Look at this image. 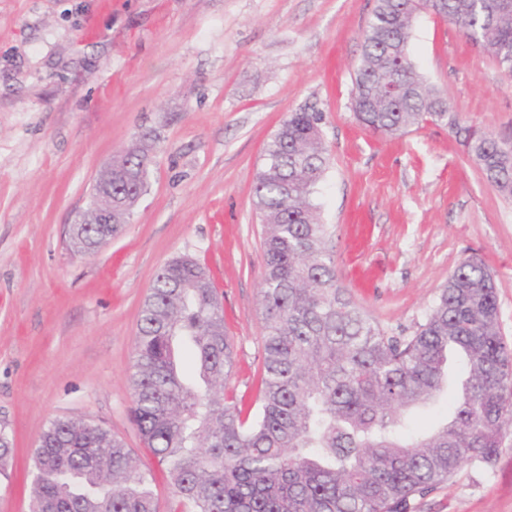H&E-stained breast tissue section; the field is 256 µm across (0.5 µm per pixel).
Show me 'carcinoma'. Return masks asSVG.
I'll list each match as a JSON object with an SVG mask.
<instances>
[{"mask_svg": "<svg viewBox=\"0 0 512 512\" xmlns=\"http://www.w3.org/2000/svg\"><path fill=\"white\" fill-rule=\"evenodd\" d=\"M451 21L512 75V9L500 0H375L355 67L354 115L396 136L425 123L462 138L486 183L512 197V140L460 123L415 69L410 17ZM401 92L383 97L387 86ZM321 112H290L253 179L262 221L259 412L227 384L235 365L222 294L191 256L168 261L143 303L134 345L131 420L168 473L169 512H411L467 463L491 464L512 429V343L499 328L492 275L468 258L409 334L393 333L338 284L335 225L314 203L330 157ZM150 136L112 160V223L78 224L89 255L119 236L147 192ZM463 376L447 419L417 415L448 387V356ZM201 384L182 371L183 356ZM31 512H157L154 478L121 438L59 417L33 451Z\"/></svg>", "mask_w": 512, "mask_h": 512, "instance_id": "cac0c4a2", "label": "carcinoma"}]
</instances>
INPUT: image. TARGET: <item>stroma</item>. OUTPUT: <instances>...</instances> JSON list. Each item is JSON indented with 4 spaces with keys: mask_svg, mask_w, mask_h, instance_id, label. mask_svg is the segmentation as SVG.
<instances>
[{
    "mask_svg": "<svg viewBox=\"0 0 512 512\" xmlns=\"http://www.w3.org/2000/svg\"><path fill=\"white\" fill-rule=\"evenodd\" d=\"M375 0H0V429L13 443L0 501L30 512L38 438L90 420L142 453L129 375L160 267L205 259L223 293L247 395L262 360L261 224L252 182L288 113H324L330 165L314 201L336 227L338 282L382 326L422 321L449 273L481 261L512 341V198L448 127L360 126L354 70ZM410 57L463 124L512 139V77L432 14ZM155 136L149 191L89 256L66 230L134 136ZM415 512H512V437Z\"/></svg>",
    "mask_w": 512,
    "mask_h": 512,
    "instance_id": "35a3bbf8",
    "label": "stroma"
}]
</instances>
